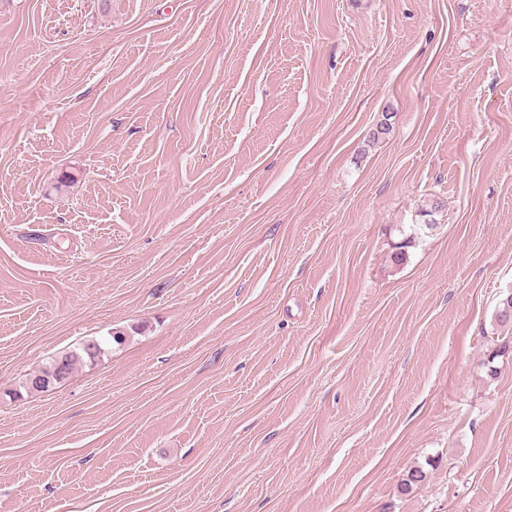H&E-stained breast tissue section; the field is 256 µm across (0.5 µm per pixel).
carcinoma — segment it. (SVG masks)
I'll use <instances>...</instances> for the list:
<instances>
[{
    "mask_svg": "<svg viewBox=\"0 0 512 512\" xmlns=\"http://www.w3.org/2000/svg\"><path fill=\"white\" fill-rule=\"evenodd\" d=\"M110 342L121 345L125 342V336L119 331H113L107 337L89 340L52 357L43 368L25 375L19 382V388L14 390V395L20 396L24 391L32 394L50 390L68 379L78 365L95 361L102 354L103 345Z\"/></svg>",
    "mask_w": 512,
    "mask_h": 512,
    "instance_id": "carcinoma-1",
    "label": "carcinoma"
}]
</instances>
